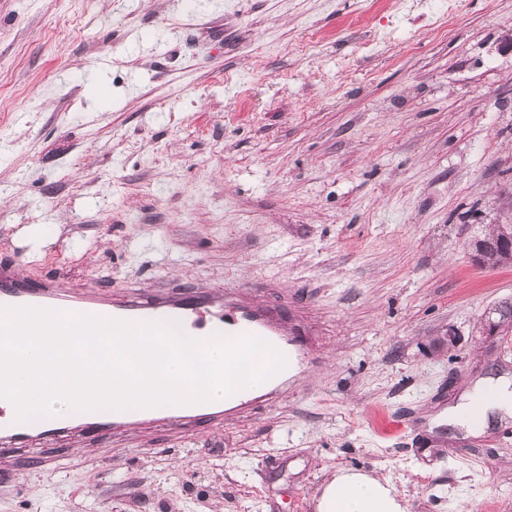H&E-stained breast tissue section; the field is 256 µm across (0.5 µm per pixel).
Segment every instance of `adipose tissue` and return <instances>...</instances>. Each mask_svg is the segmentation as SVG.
<instances>
[{
    "instance_id": "obj_1",
    "label": "adipose tissue",
    "mask_w": 512,
    "mask_h": 512,
    "mask_svg": "<svg viewBox=\"0 0 512 512\" xmlns=\"http://www.w3.org/2000/svg\"><path fill=\"white\" fill-rule=\"evenodd\" d=\"M512 412V383L491 382L478 388L463 408L452 411L450 424L470 428L490 411ZM321 512H402L391 487L359 472L336 475L319 504Z\"/></svg>"
}]
</instances>
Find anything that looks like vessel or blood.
<instances>
[{"label": "vessel or blood", "mask_w": 512, "mask_h": 512, "mask_svg": "<svg viewBox=\"0 0 512 512\" xmlns=\"http://www.w3.org/2000/svg\"><path fill=\"white\" fill-rule=\"evenodd\" d=\"M0 306H32L55 309L70 314H88L106 319L130 322H158L178 318L188 332L202 336L225 334L238 337L252 335L287 351L277 331L257 307L229 309L220 296L202 295L194 291L175 295H121L103 304L87 294L62 287L55 280L20 275L10 267L0 268ZM119 411L103 412L93 418L74 421L67 418L39 425L16 421L12 404L0 400V454L9 455L38 440L65 443L71 435H80L84 444L96 445L109 438L120 423Z\"/></svg>", "instance_id": "vessel-or-blood-1"}]
</instances>
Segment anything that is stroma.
<instances>
[{"label": "stroma", "instance_id": "35a3bbf8", "mask_svg": "<svg viewBox=\"0 0 512 512\" xmlns=\"http://www.w3.org/2000/svg\"><path fill=\"white\" fill-rule=\"evenodd\" d=\"M0 0V266L103 299L223 291L296 356L207 430L133 423L0 512H317L331 475L405 512H512V267L466 248L512 201V0ZM490 394L496 397V402L486 401V396ZM494 410L512 412V389L508 381L490 382L478 388L467 404L448 414V423L470 429L474 421L484 424L488 413Z\"/></svg>", "mask_w": 512, "mask_h": 512}]
</instances>
